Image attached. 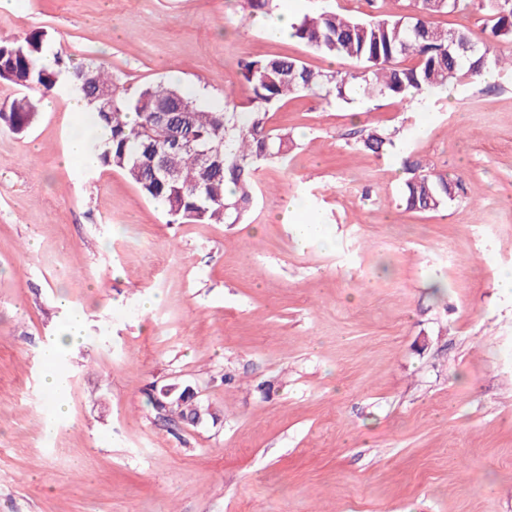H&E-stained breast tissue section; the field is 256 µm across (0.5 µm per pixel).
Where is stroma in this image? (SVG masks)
Wrapping results in <instances>:
<instances>
[{"label":"stroma","mask_w":512,"mask_h":512,"mask_svg":"<svg viewBox=\"0 0 512 512\" xmlns=\"http://www.w3.org/2000/svg\"><path fill=\"white\" fill-rule=\"evenodd\" d=\"M244 0H0V36L45 31L134 89L245 98L243 61H350L266 38ZM353 17L410 0H298ZM60 92L0 125V512H512V72L423 94L291 98L296 146L240 224H170L122 173L63 166L87 118ZM393 132L384 155L365 150ZM457 181L405 210L402 162ZM333 245L299 249L288 198ZM441 292H433V285ZM85 322L55 419L42 358L60 299ZM155 306H148V299ZM216 419L159 418L162 386ZM36 118V106L28 96L14 98L0 109V123L17 136L25 135Z\"/></svg>","instance_id":"35a3bbf8"}]
</instances>
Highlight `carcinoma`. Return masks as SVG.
<instances>
[{
  "mask_svg": "<svg viewBox=\"0 0 512 512\" xmlns=\"http://www.w3.org/2000/svg\"><path fill=\"white\" fill-rule=\"evenodd\" d=\"M458 7L459 0H413L411 13L382 19L329 10L306 15L293 24L291 38L317 54L351 60L359 69L315 70L289 56L250 59L242 64L246 102L237 103L227 93L222 112L161 82L129 91L112 80L107 66L92 60L76 65L56 53L54 67H44L40 61L51 42L40 30L0 39V81L43 95L64 88L88 100L93 122L108 130L103 141L87 143L96 166L124 174L145 198L162 204L167 223L240 224L255 202L256 171L284 161L293 149L290 133L268 127L270 111L290 97L310 92L327 104L351 103L355 93L403 103L444 90L451 81L478 83L494 67L512 71V55L497 53L498 45L512 43V0H479L478 7L488 8L491 18L488 39L480 43L464 26L442 28L432 22L434 16ZM101 87L111 91L108 109L92 99ZM163 106L178 120L179 147L156 132L154 114ZM36 118V106L27 96L0 108V123L17 136L25 135ZM362 145L381 154L394 141L391 134L374 129ZM208 149L212 161L205 164L199 153ZM156 155L174 178L154 174ZM403 168L405 209L435 212L454 198L455 186L446 174L408 158ZM150 404L164 419L172 413L199 422L217 418L186 389L170 396L159 392Z\"/></svg>",
  "mask_w": 512,
  "mask_h": 512,
  "instance_id": "cac0c4a2",
  "label": "carcinoma"
}]
</instances>
